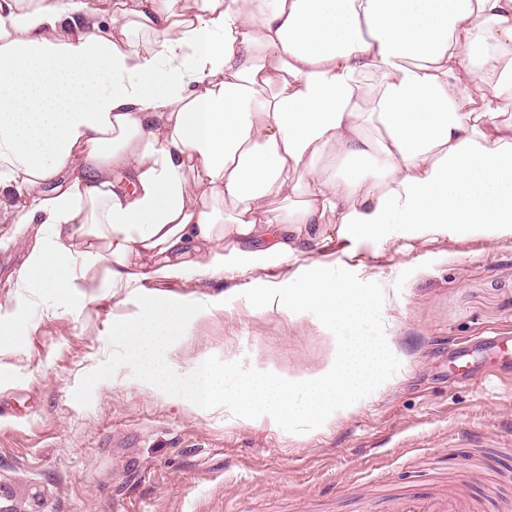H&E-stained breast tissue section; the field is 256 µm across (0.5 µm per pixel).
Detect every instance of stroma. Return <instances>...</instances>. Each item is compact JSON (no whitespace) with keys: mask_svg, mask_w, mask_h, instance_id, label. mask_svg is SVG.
<instances>
[{"mask_svg":"<svg viewBox=\"0 0 512 512\" xmlns=\"http://www.w3.org/2000/svg\"><path fill=\"white\" fill-rule=\"evenodd\" d=\"M45 224H0V311ZM199 253L148 281L175 300L224 296L166 356L178 373L215 356L297 381L322 370L334 335L310 313L252 307L243 291L292 275L255 269L218 280ZM300 264L342 267L385 293L382 317L398 371L318 429L292 434L148 391L128 368L73 391L112 347L108 331L137 312L135 289L90 301L45 292L0 343V492L19 512H392L403 498L449 491L470 512H512V239L425 237L382 250L333 239ZM463 358H455V351Z\"/></svg>","mask_w":512,"mask_h":512,"instance_id":"1","label":"stroma"}]
</instances>
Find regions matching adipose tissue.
Here are the masks:
<instances>
[{"instance_id": "1", "label": "adipose tissue", "mask_w": 512, "mask_h": 512, "mask_svg": "<svg viewBox=\"0 0 512 512\" xmlns=\"http://www.w3.org/2000/svg\"><path fill=\"white\" fill-rule=\"evenodd\" d=\"M153 36L132 46L131 29ZM512 0H0L1 224L15 286L114 296L336 237L512 238ZM50 233L47 224H0V316L16 309L15 281L26 253L37 240L44 239ZM2 306V309H1Z\"/></svg>"}]
</instances>
